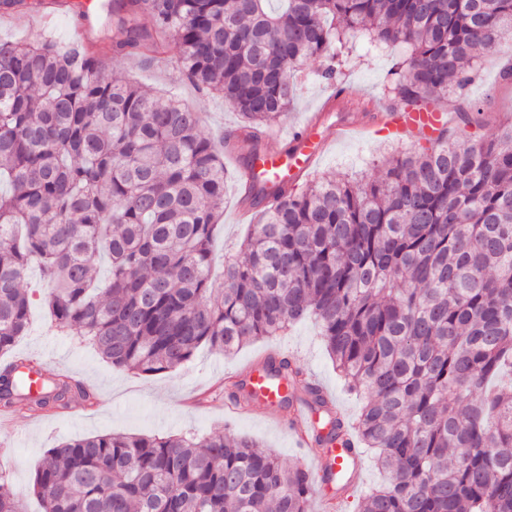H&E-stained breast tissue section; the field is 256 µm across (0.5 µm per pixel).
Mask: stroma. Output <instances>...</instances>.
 <instances>
[{"instance_id": "1", "label": "stroma", "mask_w": 512, "mask_h": 512, "mask_svg": "<svg viewBox=\"0 0 512 512\" xmlns=\"http://www.w3.org/2000/svg\"><path fill=\"white\" fill-rule=\"evenodd\" d=\"M352 43L354 55L336 82L319 79L318 73L324 66L321 59H311L304 64L308 82L292 112L284 117L285 126L303 125L339 89L354 97L375 100L379 106H387L384 90L396 63L405 53L404 48L395 46L369 51L357 37ZM508 59L511 58L503 52L485 54L478 62L472 81L464 89H451L447 99L439 102V111L446 114L447 138L477 140L497 132L512 115V84L499 77L500 69ZM113 67L160 98L175 95L193 106L201 114V131L205 137L225 136L240 123L238 112L225 104L220 95L199 90L186 79L178 63L177 51H169L161 63L144 57H123L115 61ZM469 105L478 110L477 122L463 128L458 123L456 110ZM323 128L332 142L312 171L316 177H343L359 172L371 174L376 172L383 156L394 148L410 150L419 144L414 135L394 143L371 131H359L339 140L335 137L336 126L330 119L324 122ZM224 168L229 180L224 196V221L217 233L216 247L229 255L245 236L247 227L237 220L235 194L238 184L234 160L225 158ZM40 285L38 269H31L25 288L32 301V325L28 334L17 343L15 351L24 356L42 355L51 367L71 373L96 392L98 405L90 411L76 403L62 414L22 416L9 427H0V461L7 463L14 490L27 512L39 510L32 483L46 451L59 441L90 434L203 435L227 429L251 437L261 449L275 450L288 464L302 462L303 449L265 410L254 408L230 419L224 416V403L229 399L225 387L227 377L243 373L252 362L270 352L294 356L296 362L312 372L338 399L343 416L353 419L360 412L359 395L349 391L338 376L313 321L298 323L287 335L258 340L230 357L203 346L177 371L138 375L111 366L90 345L52 327L41 305Z\"/></svg>"}]
</instances>
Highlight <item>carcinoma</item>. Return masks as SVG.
<instances>
[{
    "label": "carcinoma",
    "mask_w": 512,
    "mask_h": 512,
    "mask_svg": "<svg viewBox=\"0 0 512 512\" xmlns=\"http://www.w3.org/2000/svg\"><path fill=\"white\" fill-rule=\"evenodd\" d=\"M19 12L47 0H0ZM109 49L0 40V355L31 323V264L57 328L112 366L172 372L206 344L230 354L314 318L336 371L364 398L347 422L288 358L264 365L306 396L319 448L375 451L384 475L358 512H512V128L386 159L373 177L319 178L280 194L210 276L224 151L290 111L310 58L331 79L358 34L405 45L386 88L420 111L472 79L512 38V0H116ZM151 27L139 24L143 13ZM178 49L187 80L243 123L218 149L201 115L109 69L102 55ZM266 190L252 183L239 203ZM0 368V411L59 412L95 393L64 373ZM42 512H307L305 467L247 436L97 434L49 449ZM0 512H23L0 464Z\"/></svg>",
    "instance_id": "cac0c4a2"
}]
</instances>
